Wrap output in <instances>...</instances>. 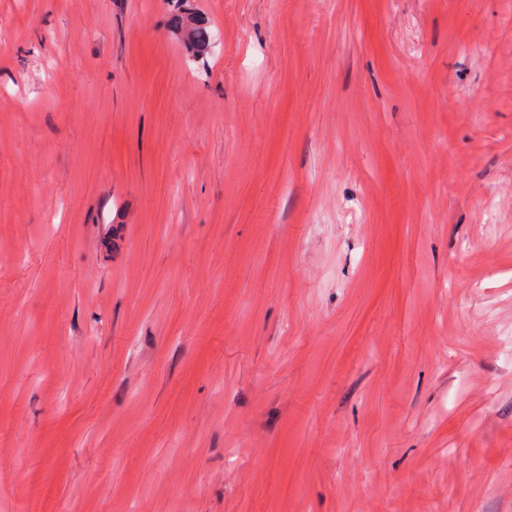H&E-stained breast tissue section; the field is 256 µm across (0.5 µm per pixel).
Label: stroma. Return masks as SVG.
Segmentation results:
<instances>
[{
	"label": "stroma",
	"instance_id": "35a3bbf8",
	"mask_svg": "<svg viewBox=\"0 0 512 512\" xmlns=\"http://www.w3.org/2000/svg\"><path fill=\"white\" fill-rule=\"evenodd\" d=\"M0 0V512H512V0ZM178 1L168 18L171 29L185 34L187 48L198 56L204 53L211 41V27L203 16L192 11L187 0Z\"/></svg>",
	"mask_w": 512,
	"mask_h": 512
}]
</instances>
